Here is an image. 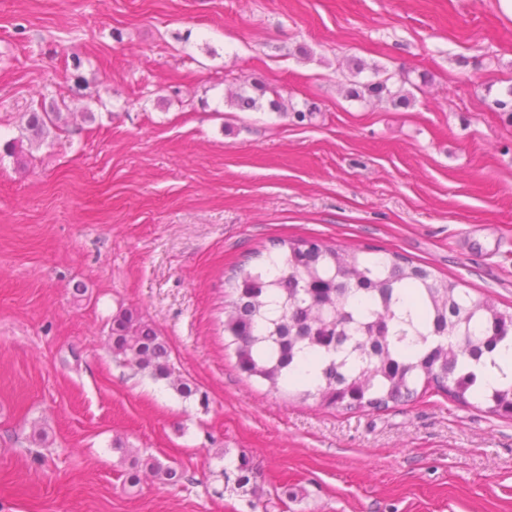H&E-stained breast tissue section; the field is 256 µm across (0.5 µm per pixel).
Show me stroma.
Wrapping results in <instances>:
<instances>
[{
  "label": "stroma",
  "instance_id": "35a3bbf8",
  "mask_svg": "<svg viewBox=\"0 0 512 512\" xmlns=\"http://www.w3.org/2000/svg\"><path fill=\"white\" fill-rule=\"evenodd\" d=\"M356 62L410 106L346 97ZM238 78L319 114L236 111ZM511 87L498 0H0V512H512V419L478 397L300 402L224 333L227 272L278 239L396 252L512 311ZM34 102L94 118L8 154ZM122 309L207 402L115 361ZM136 455L182 481L128 488Z\"/></svg>",
  "mask_w": 512,
  "mask_h": 512
}]
</instances>
